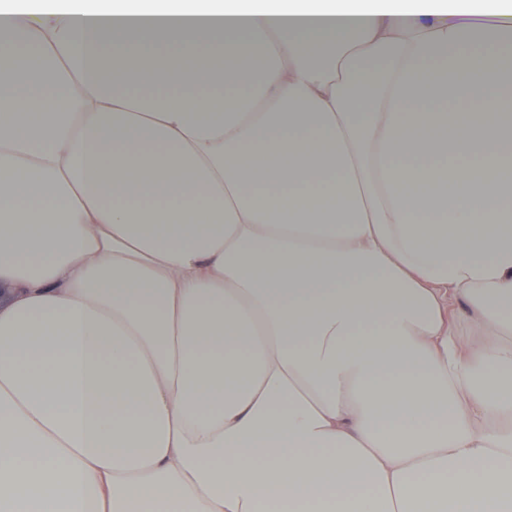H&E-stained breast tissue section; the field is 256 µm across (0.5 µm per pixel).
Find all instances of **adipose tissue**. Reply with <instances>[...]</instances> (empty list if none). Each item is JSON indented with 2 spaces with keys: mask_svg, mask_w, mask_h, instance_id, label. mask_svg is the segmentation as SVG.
<instances>
[{
  "mask_svg": "<svg viewBox=\"0 0 512 512\" xmlns=\"http://www.w3.org/2000/svg\"><path fill=\"white\" fill-rule=\"evenodd\" d=\"M510 57L512 0L1 7L0 512H512ZM231 60L243 69H251L268 61L265 45L260 40L241 45L232 55Z\"/></svg>",
  "mask_w": 512,
  "mask_h": 512,
  "instance_id": "adipose-tissue-1",
  "label": "adipose tissue"
}]
</instances>
